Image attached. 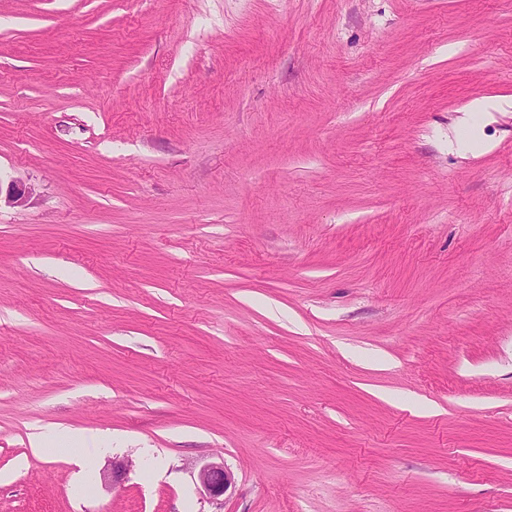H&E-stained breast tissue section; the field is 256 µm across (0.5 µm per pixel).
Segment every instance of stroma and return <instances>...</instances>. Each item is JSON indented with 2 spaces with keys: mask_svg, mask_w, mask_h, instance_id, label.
Wrapping results in <instances>:
<instances>
[{
  "mask_svg": "<svg viewBox=\"0 0 512 512\" xmlns=\"http://www.w3.org/2000/svg\"><path fill=\"white\" fill-rule=\"evenodd\" d=\"M14 179L0 512H512V0H0ZM85 438L80 433L67 428H52L48 430H40L30 438V448L35 453L49 454L54 450H67L71 453L77 452L81 448L76 446H84ZM50 442H55L50 446ZM62 447V448H53ZM198 481L211 498H219L233 484V476L224 466V462H210L199 470Z\"/></svg>",
  "mask_w": 512,
  "mask_h": 512,
  "instance_id": "1",
  "label": "stroma"
}]
</instances>
